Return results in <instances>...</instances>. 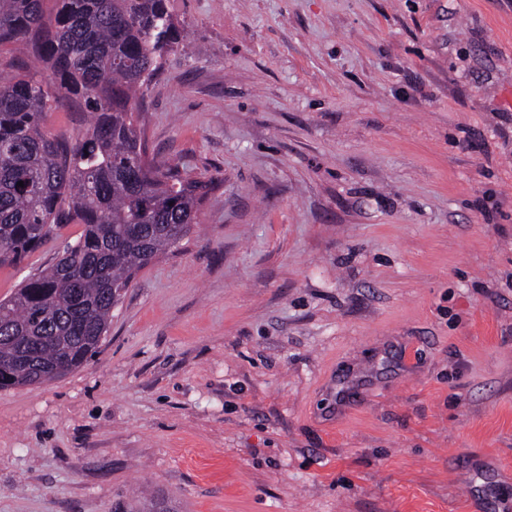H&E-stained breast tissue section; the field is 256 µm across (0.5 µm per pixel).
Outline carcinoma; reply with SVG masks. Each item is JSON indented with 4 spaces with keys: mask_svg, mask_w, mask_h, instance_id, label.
<instances>
[{
    "mask_svg": "<svg viewBox=\"0 0 512 512\" xmlns=\"http://www.w3.org/2000/svg\"><path fill=\"white\" fill-rule=\"evenodd\" d=\"M179 43L165 0H0V47L20 46L51 71L0 80V268L82 225L55 264L0 300V388L84 364L136 273L197 223L216 178L149 157L134 118ZM64 100L89 109L75 140L44 129Z\"/></svg>",
    "mask_w": 512,
    "mask_h": 512,
    "instance_id": "carcinoma-1",
    "label": "carcinoma"
}]
</instances>
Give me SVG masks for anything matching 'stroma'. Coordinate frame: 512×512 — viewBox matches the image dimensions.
Listing matches in <instances>:
<instances>
[{"mask_svg": "<svg viewBox=\"0 0 512 512\" xmlns=\"http://www.w3.org/2000/svg\"><path fill=\"white\" fill-rule=\"evenodd\" d=\"M166 5L138 121L221 185L83 366L0 388V512H512V0Z\"/></svg>", "mask_w": 512, "mask_h": 512, "instance_id": "1", "label": "stroma"}]
</instances>
